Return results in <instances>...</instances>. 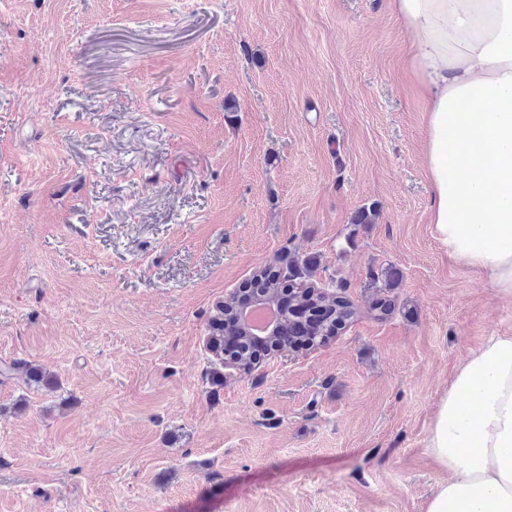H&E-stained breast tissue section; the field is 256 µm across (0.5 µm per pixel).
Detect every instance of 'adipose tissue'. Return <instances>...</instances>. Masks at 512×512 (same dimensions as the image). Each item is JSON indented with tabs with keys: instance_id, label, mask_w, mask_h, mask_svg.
I'll return each mask as SVG.
<instances>
[{
	"instance_id": "adipose-tissue-1",
	"label": "adipose tissue",
	"mask_w": 512,
	"mask_h": 512,
	"mask_svg": "<svg viewBox=\"0 0 512 512\" xmlns=\"http://www.w3.org/2000/svg\"><path fill=\"white\" fill-rule=\"evenodd\" d=\"M426 104L430 222L455 262L512 300V0H390ZM428 453L447 472L426 512H512V328L442 395Z\"/></svg>"
}]
</instances>
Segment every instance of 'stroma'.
<instances>
[{"instance_id":"stroma-1","label":"stroma","mask_w":512,"mask_h":512,"mask_svg":"<svg viewBox=\"0 0 512 512\" xmlns=\"http://www.w3.org/2000/svg\"><path fill=\"white\" fill-rule=\"evenodd\" d=\"M407 44L389 0H0V362L58 381L0 382V512H425L512 300L429 222ZM289 254L354 319L213 385L214 305ZM0 375L4 380L22 381L27 388L34 386L37 390L42 388L48 391L57 388L56 379L32 361L15 360L4 364Z\"/></svg>"}]
</instances>
